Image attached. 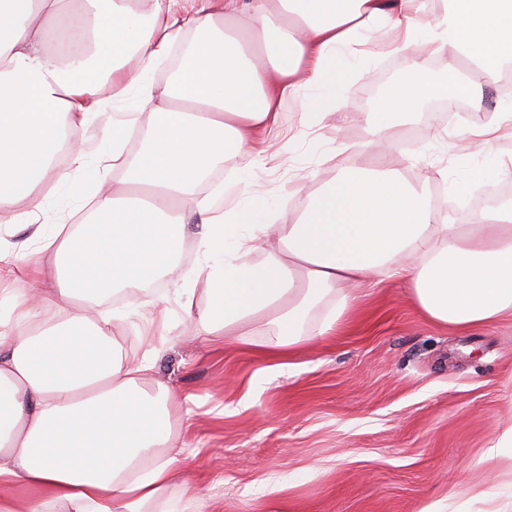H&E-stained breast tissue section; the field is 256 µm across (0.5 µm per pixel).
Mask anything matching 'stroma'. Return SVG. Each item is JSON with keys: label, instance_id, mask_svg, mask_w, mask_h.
I'll return each instance as SVG.
<instances>
[{"label": "stroma", "instance_id": "35a3bbf8", "mask_svg": "<svg viewBox=\"0 0 512 512\" xmlns=\"http://www.w3.org/2000/svg\"><path fill=\"white\" fill-rule=\"evenodd\" d=\"M336 115L314 124L303 106L311 89L283 103L281 134L250 180L265 191L276 223H287L309 193L353 155L399 172L414 188L444 194L449 218L470 207L476 191L512 182V138L477 145L472 125L512 104L496 92L498 73H460L484 89L482 108L439 135L424 104L411 128L414 147L385 156L370 143L366 113L403 77L398 55H356ZM122 111L102 113L81 135L88 167L42 191L39 222L86 211L98 157L111 151L110 129ZM349 322L300 353L283 373L258 379L265 363L232 344L183 334V301L161 281L140 293L134 311L112 326L134 359L166 315L167 351L155 375L194 396L172 421L171 442L185 475L201 474L202 512H422L453 501L474 479L494 481L482 456L492 427L512 418V320L463 334L428 321L396 279L355 291Z\"/></svg>", "mask_w": 512, "mask_h": 512}]
</instances>
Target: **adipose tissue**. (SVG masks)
<instances>
[{"label": "adipose tissue", "mask_w": 512, "mask_h": 512, "mask_svg": "<svg viewBox=\"0 0 512 512\" xmlns=\"http://www.w3.org/2000/svg\"><path fill=\"white\" fill-rule=\"evenodd\" d=\"M0 0V217L32 225L43 187L85 156L66 141L88 132L108 107H152L139 152L112 123L113 163L129 184L152 188L132 201L98 180L92 211L77 224L36 228L31 250L0 247V270L26 287L0 319V512H156L178 490L201 503L198 482L164 454L182 397L147 384L161 353L126 359L112 338L119 315L104 296L132 294L168 276L191 295L177 258L194 240L211 305L191 331L252 347L275 369L305 344L336 335L354 287L398 277L432 323L465 332L512 318V204L466 210L449 222L429 194L359 157L314 191L289 223L272 224L263 191L242 183L222 219L178 201L224 163L259 160L281 125L279 107L305 87L320 96L314 122L336 108L346 51L366 32L387 36L408 58L406 74L368 114L371 135L396 146L399 129L427 97L448 99L450 77L433 80L423 56L447 50L492 72L512 60V0ZM196 37L164 86L149 73L185 31ZM110 96H102L103 84ZM262 261H251L255 250Z\"/></svg>", "instance_id": "obj_1"}]
</instances>
